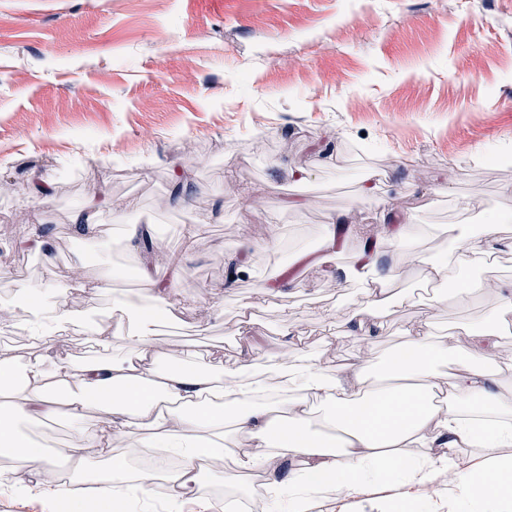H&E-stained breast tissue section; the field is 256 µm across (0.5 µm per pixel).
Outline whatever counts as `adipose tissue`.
<instances>
[{
	"instance_id": "ef3b65f1",
	"label": "adipose tissue",
	"mask_w": 512,
	"mask_h": 512,
	"mask_svg": "<svg viewBox=\"0 0 512 512\" xmlns=\"http://www.w3.org/2000/svg\"><path fill=\"white\" fill-rule=\"evenodd\" d=\"M498 232L495 224H451L443 254L413 259L407 248L421 229L400 224L373 255L334 270L359 286L339 325L357 347L348 357L313 353L298 335L288 355L257 359L163 348L156 313L175 308L148 274L139 280L140 303L113 295L119 321L108 334L71 310L67 284L15 283L12 306L37 342L82 327L95 344L118 340L130 354L47 363L1 344L0 455L35 471L63 461L75 474L97 460L105 470L97 495L111 505L120 487L199 500L205 478L217 476L229 485L256 479L270 499L287 498L288 512L362 496L376 484L444 489L449 506L512 512V350L497 333L512 325V289L499 288L490 323L440 333L409 326L383 359L374 356L385 310L403 302L394 283L415 273L441 287L437 305L475 302L482 289L458 282L484 267ZM393 247L397 260L377 267ZM60 421L70 429L61 448L23 431ZM132 449L152 455L154 466L132 470ZM169 454L180 456L178 467H164Z\"/></svg>"
}]
</instances>
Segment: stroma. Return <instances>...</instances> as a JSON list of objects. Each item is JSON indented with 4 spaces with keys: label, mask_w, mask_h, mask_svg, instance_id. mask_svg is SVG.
<instances>
[{
    "label": "stroma",
    "mask_w": 512,
    "mask_h": 512,
    "mask_svg": "<svg viewBox=\"0 0 512 512\" xmlns=\"http://www.w3.org/2000/svg\"><path fill=\"white\" fill-rule=\"evenodd\" d=\"M502 153L512 0H0V279L68 276L74 311L98 322L112 299L82 285L106 266L140 273L120 227L142 224L160 252L150 269L183 308L175 341L233 359L245 330L259 357L282 353L293 330L354 352L336 318L358 289L328 269L351 263L388 213L425 225V258L444 250L446 226L512 214V170L484 168ZM93 195L108 202L97 251L77 230ZM195 224L207 231L192 244ZM35 229L54 262L21 248ZM274 236L279 251L263 252ZM231 259L250 275L226 280ZM273 273L285 290L274 301L259 291ZM397 289L410 303L388 310L382 353L434 295L420 278ZM26 332L18 319L7 330L23 358L100 352ZM205 498L181 512L258 503L220 479ZM0 512L72 509L0 483Z\"/></svg>",
    "instance_id": "1"
}]
</instances>
